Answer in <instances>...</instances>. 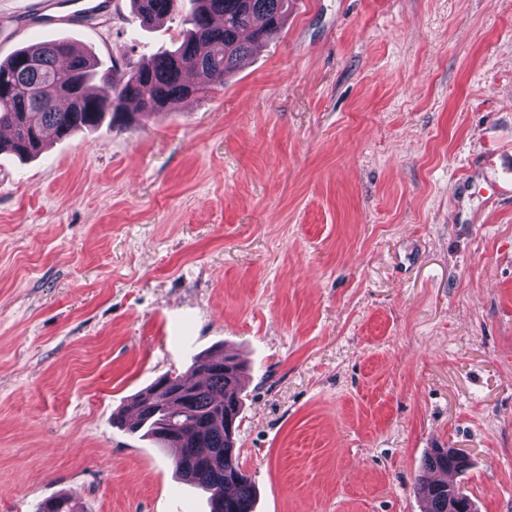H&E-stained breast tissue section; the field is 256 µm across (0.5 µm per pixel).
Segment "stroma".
<instances>
[{"label":"stroma","mask_w":512,"mask_h":512,"mask_svg":"<svg viewBox=\"0 0 512 512\" xmlns=\"http://www.w3.org/2000/svg\"><path fill=\"white\" fill-rule=\"evenodd\" d=\"M30 13L0 59L141 63L185 19ZM225 350L254 512H423L431 448L512 512V0H292L223 87L0 154V512H209L113 418Z\"/></svg>","instance_id":"1"}]
</instances>
